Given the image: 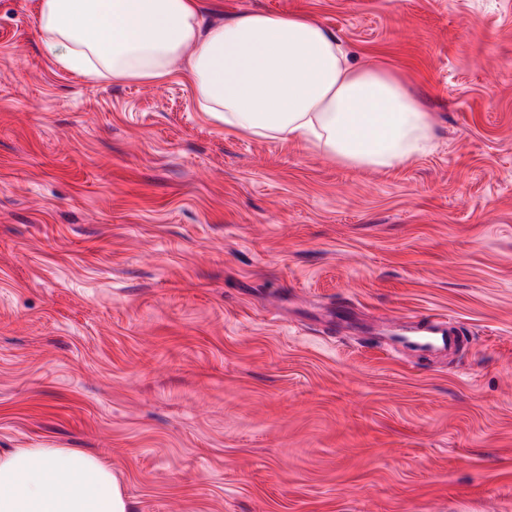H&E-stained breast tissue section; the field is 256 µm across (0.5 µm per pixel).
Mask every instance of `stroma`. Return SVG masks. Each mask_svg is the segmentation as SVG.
Listing matches in <instances>:
<instances>
[{
    "mask_svg": "<svg viewBox=\"0 0 512 512\" xmlns=\"http://www.w3.org/2000/svg\"><path fill=\"white\" fill-rule=\"evenodd\" d=\"M202 2L318 20L436 147L237 134L0 0V448L88 452L135 512H512V0ZM430 312L460 350L386 347Z\"/></svg>",
    "mask_w": 512,
    "mask_h": 512,
    "instance_id": "stroma-1",
    "label": "stroma"
}]
</instances>
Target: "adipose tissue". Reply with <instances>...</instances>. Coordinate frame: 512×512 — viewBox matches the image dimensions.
Returning <instances> with one entry per match:
<instances>
[{
  "instance_id": "ef3b65f1",
  "label": "adipose tissue",
  "mask_w": 512,
  "mask_h": 512,
  "mask_svg": "<svg viewBox=\"0 0 512 512\" xmlns=\"http://www.w3.org/2000/svg\"><path fill=\"white\" fill-rule=\"evenodd\" d=\"M61 66L98 82L182 74L200 111L236 132L390 169L429 154L428 112L381 66L354 64L318 21L259 10L206 22L200 0H40ZM110 465L76 448L0 452V512H134Z\"/></svg>"
}]
</instances>
